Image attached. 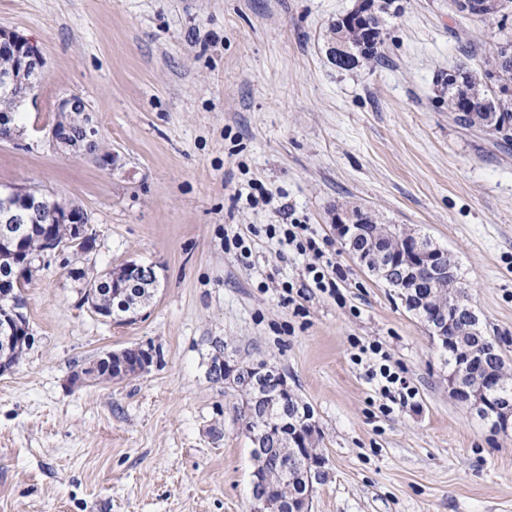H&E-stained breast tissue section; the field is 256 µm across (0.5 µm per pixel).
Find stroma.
I'll return each instance as SVG.
<instances>
[{"instance_id": "35a3bbf8", "label": "stroma", "mask_w": 512, "mask_h": 512, "mask_svg": "<svg viewBox=\"0 0 512 512\" xmlns=\"http://www.w3.org/2000/svg\"><path fill=\"white\" fill-rule=\"evenodd\" d=\"M357 2L0 0V28L44 58L22 135L0 141V190L81 207L93 238L35 262L23 290L31 344L0 375V512H252L241 397L209 375L219 347L276 366L312 407L329 475L310 512H512V435L452 395L425 323L332 229L359 207L447 249L512 368V143L457 123L440 84L502 38L448 0H395L387 66L340 71L329 26ZM74 95L91 153L51 139ZM271 224L311 226L344 272L338 297L287 301L311 257ZM130 261L154 265L159 290L118 324L82 296ZM373 342L414 405L382 412L355 357ZM134 344L152 349L145 371L72 384Z\"/></svg>"}]
</instances>
